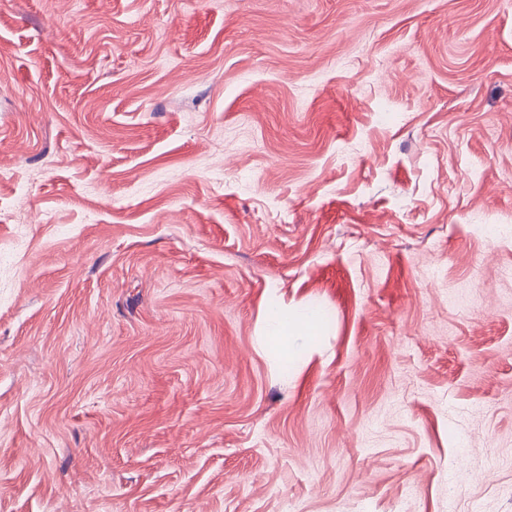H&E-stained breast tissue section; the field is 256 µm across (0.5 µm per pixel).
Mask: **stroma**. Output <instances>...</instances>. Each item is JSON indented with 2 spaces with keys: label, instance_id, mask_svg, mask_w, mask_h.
<instances>
[{
  "label": "stroma",
  "instance_id": "35a3bbf8",
  "mask_svg": "<svg viewBox=\"0 0 512 512\" xmlns=\"http://www.w3.org/2000/svg\"><path fill=\"white\" fill-rule=\"evenodd\" d=\"M1 167L0 512H512V0H0Z\"/></svg>",
  "mask_w": 512,
  "mask_h": 512
}]
</instances>
